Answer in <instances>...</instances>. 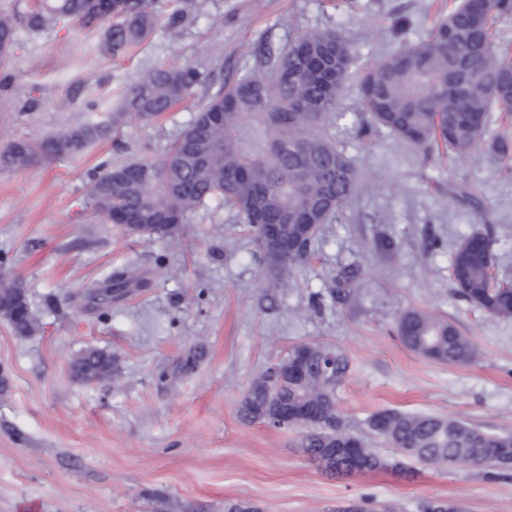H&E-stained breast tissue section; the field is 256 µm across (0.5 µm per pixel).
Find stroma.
Masks as SVG:
<instances>
[{
    "label": "stroma",
    "mask_w": 512,
    "mask_h": 512,
    "mask_svg": "<svg viewBox=\"0 0 512 512\" xmlns=\"http://www.w3.org/2000/svg\"><path fill=\"white\" fill-rule=\"evenodd\" d=\"M454 0H162L187 8L179 35L157 27L129 56L102 50L103 30L65 21L34 32L38 0H0L17 26L0 64V150L107 121L132 82L171 64L198 69L216 91L259 46L279 49L301 30H334L361 60L419 41ZM356 83L337 98L333 131L363 188L342 219L323 225L313 257L287 287H269L256 245L218 202L190 213L172 240L129 236L89 204L112 165L162 157L191 121L194 101L133 121L77 155L23 170L0 168V276L19 280L39 328L16 335L0 320V512H224L229 500L261 512H422L449 501L462 512H512V470L407 461L336 478L311 464L301 435L241 421V396L267 364L299 343L342 352L336 390L347 429L363 435L386 409L461 419L512 433V319H489L456 294L449 263L477 230L466 185L489 212L494 271L512 281V176L483 152L431 161L388 134L362 144L350 118ZM146 280L111 306L90 295L113 271ZM355 297H331L337 275ZM452 322L476 359L451 366L405 348L397 312ZM115 360L107 383L74 379L88 349Z\"/></svg>",
    "instance_id": "1"
}]
</instances>
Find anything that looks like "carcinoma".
Wrapping results in <instances>:
<instances>
[{"label": "carcinoma", "instance_id": "cac0c4a2", "mask_svg": "<svg viewBox=\"0 0 512 512\" xmlns=\"http://www.w3.org/2000/svg\"><path fill=\"white\" fill-rule=\"evenodd\" d=\"M512 16V0H462L440 16L425 37L364 66L352 44L331 30L300 31L272 55L230 76L206 93L193 119L157 161L131 162L105 170L92 184L91 203L107 221L125 232L158 238L178 236L188 213L218 200L256 232L257 224L288 225L294 245L277 264L262 257L275 273V287L312 253L319 225L339 219L362 183L354 160L337 144L330 127L336 100L356 79L360 111L354 119L361 137L380 131L425 154L443 148L458 156L482 150L512 174V137L491 127V113L512 117V43L496 38L498 20ZM67 19L81 27L107 24L103 49L114 59L126 57L146 41L159 22L157 0H42L27 17L32 30ZM13 16L0 8V59L12 46ZM205 83L186 66L156 68L130 88L108 124L85 125L35 142H16L0 154V164L25 169L40 159L81 152L89 143L111 136L121 122H151L192 97ZM138 228H132V225ZM497 238L475 232L460 240L450 264L457 294L492 319H512V282L492 275ZM352 272L336 277L331 295L353 299ZM132 271L112 274L98 293L102 304L139 286ZM396 332L411 352L434 362L467 365L472 342L446 319L406 309L397 315ZM303 356L298 373L266 387L253 382L250 403L240 405L243 421H262L263 410L277 401L276 429L309 421L301 439L307 458L321 465L327 449H339L330 475L350 476L351 468L374 472L387 468L361 436L341 426L334 404L336 386L349 370L339 351L318 343L293 346L286 356ZM78 375L97 382L112 379V362L95 354L80 356ZM368 428L403 459L447 465L458 458L506 472L512 459V435L480 431L468 423L434 414L384 410Z\"/></svg>", "mask_w": 512, "mask_h": 512}]
</instances>
